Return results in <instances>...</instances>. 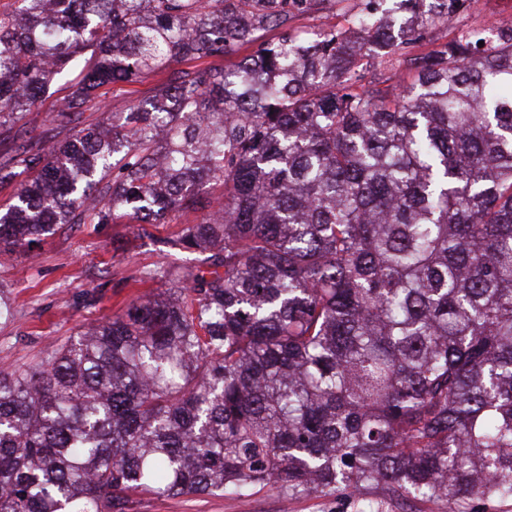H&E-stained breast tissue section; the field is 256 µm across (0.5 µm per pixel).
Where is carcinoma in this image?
<instances>
[{
  "instance_id": "1",
  "label": "carcinoma",
  "mask_w": 512,
  "mask_h": 512,
  "mask_svg": "<svg viewBox=\"0 0 512 512\" xmlns=\"http://www.w3.org/2000/svg\"><path fill=\"white\" fill-rule=\"evenodd\" d=\"M0 9V252L62 224H159L203 254L34 367L0 368V512L143 495L512 498V27L403 54L467 0H18ZM279 29L277 40L262 39ZM253 51L231 69L210 59ZM78 72L47 120L27 117ZM152 77L121 117L98 90ZM103 120L80 129L84 112ZM363 8V0H344L329 9L295 20L290 25L299 30H313L321 26L347 29L353 16ZM397 57L398 55H393L390 58H365L361 60L360 65L364 69L365 80H385L387 78H390V80L384 83L383 86L400 84L403 81V79H406V76L404 70L398 69L395 66V59Z\"/></svg>"
}]
</instances>
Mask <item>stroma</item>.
I'll list each match as a JSON object with an SVG mask.
<instances>
[{"label":"stroma","instance_id":"35a3bbf8","mask_svg":"<svg viewBox=\"0 0 512 512\" xmlns=\"http://www.w3.org/2000/svg\"><path fill=\"white\" fill-rule=\"evenodd\" d=\"M512 15V0H469L447 26L431 30L422 48ZM200 213L169 215L139 232L136 223L67 224L29 249L0 255V287L11 294L9 319L0 320V366H28L79 329L119 312L130 300L166 289L160 270L196 264L197 254L169 252L163 239ZM136 512H448L446 500L325 494L284 495L263 490L239 497H143Z\"/></svg>","mask_w":512,"mask_h":512}]
</instances>
